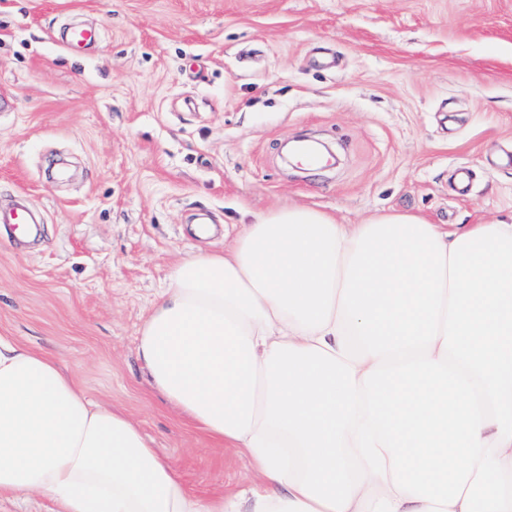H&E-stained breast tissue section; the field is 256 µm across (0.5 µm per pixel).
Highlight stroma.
I'll use <instances>...</instances> for the list:
<instances>
[{"label": "stroma", "mask_w": 512, "mask_h": 512, "mask_svg": "<svg viewBox=\"0 0 512 512\" xmlns=\"http://www.w3.org/2000/svg\"><path fill=\"white\" fill-rule=\"evenodd\" d=\"M101 30L88 50L61 34ZM0 336L139 422L197 494L248 485L243 452L147 381L136 333L180 259L253 216L512 213V0H0ZM312 138L336 166L289 164Z\"/></svg>", "instance_id": "1"}]
</instances>
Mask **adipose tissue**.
<instances>
[{
  "label": "adipose tissue",
  "mask_w": 512,
  "mask_h": 512,
  "mask_svg": "<svg viewBox=\"0 0 512 512\" xmlns=\"http://www.w3.org/2000/svg\"><path fill=\"white\" fill-rule=\"evenodd\" d=\"M150 386L257 477L200 496L138 422L0 336V500L49 512H512V224L303 206L184 258Z\"/></svg>",
  "instance_id": "ef3b65f1"
}]
</instances>
